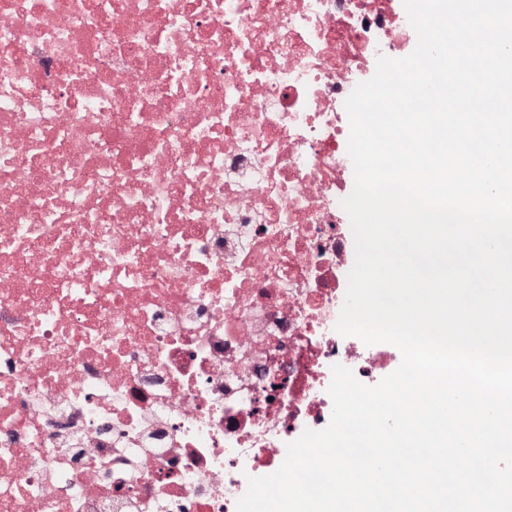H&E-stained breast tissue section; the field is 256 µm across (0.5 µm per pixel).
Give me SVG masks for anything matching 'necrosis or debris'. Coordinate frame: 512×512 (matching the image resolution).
I'll return each mask as SVG.
<instances>
[{"instance_id": "4bbe7bcc", "label": "necrosis or debris", "mask_w": 512, "mask_h": 512, "mask_svg": "<svg viewBox=\"0 0 512 512\" xmlns=\"http://www.w3.org/2000/svg\"><path fill=\"white\" fill-rule=\"evenodd\" d=\"M401 0H0V512H236L373 386L345 102Z\"/></svg>"}]
</instances>
